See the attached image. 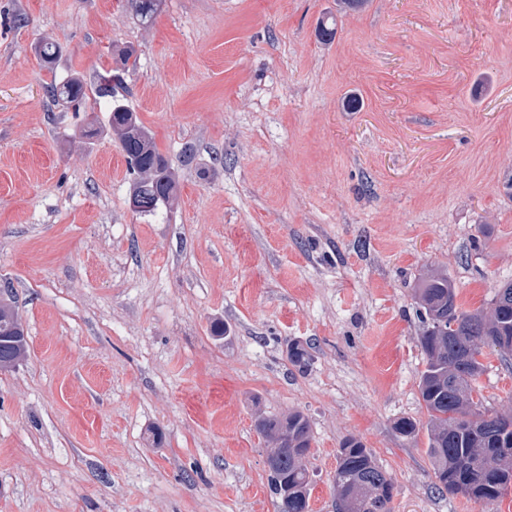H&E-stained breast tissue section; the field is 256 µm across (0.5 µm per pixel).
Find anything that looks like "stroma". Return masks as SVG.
Here are the masks:
<instances>
[{"label": "stroma", "instance_id": "1", "mask_svg": "<svg viewBox=\"0 0 512 512\" xmlns=\"http://www.w3.org/2000/svg\"><path fill=\"white\" fill-rule=\"evenodd\" d=\"M114 71L178 178L153 215L104 104L45 91ZM511 179L512 0H157L149 24L0 0V287L28 342L0 370V512H279L256 418L291 411L310 512H336L349 436L394 512H512L439 492L426 431L394 428L427 420L421 279L467 311L512 282ZM481 360L478 399L511 412L512 358Z\"/></svg>", "mask_w": 512, "mask_h": 512}]
</instances>
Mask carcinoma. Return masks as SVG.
I'll use <instances>...</instances> for the list:
<instances>
[{"label": "carcinoma", "mask_w": 512, "mask_h": 512, "mask_svg": "<svg viewBox=\"0 0 512 512\" xmlns=\"http://www.w3.org/2000/svg\"><path fill=\"white\" fill-rule=\"evenodd\" d=\"M130 2L142 22L152 21L157 0ZM60 52L53 42L42 41L37 46L47 67ZM121 83L118 74L104 75L95 94L107 100L112 132L137 175L132 190L137 212L152 214L176 198L178 181L150 130L116 99L114 88ZM45 90L52 99L70 104L78 105L87 98L84 82L78 77L54 80ZM415 298L424 324L420 344L425 369L419 394L428 414L427 453L435 486L476 504L496 502L512 486V415L473 411L482 403L473 401L472 392L484 371L479 360L483 347L512 354V282L495 289L487 312L462 310L456 289L445 274L424 279ZM26 353L24 330L12 305L11 290L6 288L0 298V369L15 367ZM287 357L299 370L308 368V351L302 345L288 344ZM257 427L273 448L268 457L271 492L280 497L283 486L290 489L292 502L281 512H309L311 481L303 463L312 440L309 419L300 412L261 416ZM334 486L340 512H392V480L355 437L340 444Z\"/></svg>", "instance_id": "obj_1"}]
</instances>
